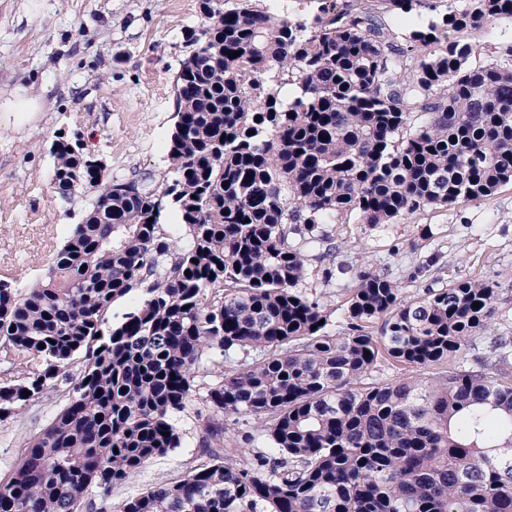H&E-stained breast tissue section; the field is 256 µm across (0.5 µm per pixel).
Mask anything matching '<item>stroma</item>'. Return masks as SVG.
<instances>
[{"mask_svg": "<svg viewBox=\"0 0 512 512\" xmlns=\"http://www.w3.org/2000/svg\"><path fill=\"white\" fill-rule=\"evenodd\" d=\"M199 0H0V276L34 283L69 225L81 222L95 194L60 195L51 178L53 142L84 145L109 179L169 178L176 98L173 78L187 54L184 32L199 26ZM31 98L30 112L13 111ZM338 250L331 263L307 252L303 291L324 307L331 326L345 316L353 271L386 272L403 296L445 287L453 278L501 284L497 332L512 335V183L490 199L429 209L397 224H330ZM430 264L425 276L416 267ZM204 386L173 417L182 444L114 485L118 504L199 461L197 413ZM68 386L30 401L0 421V479L10 476L24 442L67 399Z\"/></svg>", "mask_w": 512, "mask_h": 512, "instance_id": "stroma-1", "label": "stroma"}]
</instances>
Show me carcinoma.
I'll list each match as a JSON object with an SVG mask.
<instances>
[{"instance_id":"obj_1","label":"carcinoma","mask_w":512,"mask_h":512,"mask_svg":"<svg viewBox=\"0 0 512 512\" xmlns=\"http://www.w3.org/2000/svg\"><path fill=\"white\" fill-rule=\"evenodd\" d=\"M226 2L199 0L204 23L185 31L172 182L111 181L79 142L53 144L56 188L96 198L35 284L0 279V360L26 371L0 385V412L60 377L72 394L0 480V512H83L94 490L97 512H512L500 285L405 299L358 269L336 333L299 288L303 250L339 249L324 224H396L512 182V46L494 62L460 37L512 19V0H303L299 18ZM414 10L436 19L400 42L386 15ZM389 361L417 375L366 381ZM212 372L206 461L112 504L180 447L173 416ZM251 442L266 449L244 460Z\"/></svg>"}]
</instances>
